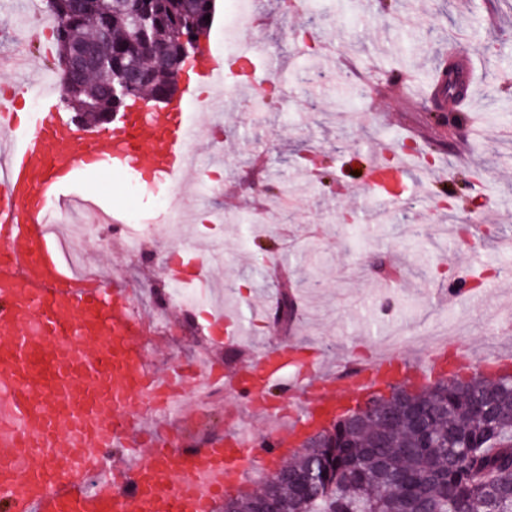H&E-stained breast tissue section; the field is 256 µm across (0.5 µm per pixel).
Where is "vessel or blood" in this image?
Instances as JSON below:
<instances>
[{
    "label": "vessel or blood",
    "instance_id": "obj_1",
    "mask_svg": "<svg viewBox=\"0 0 512 512\" xmlns=\"http://www.w3.org/2000/svg\"><path fill=\"white\" fill-rule=\"evenodd\" d=\"M246 56L204 52L199 80L167 110L123 113L119 123L78 137L57 110L58 88L26 85L43 104L19 124L0 108V512H217L224 494L262 457L275 469L305 431L400 379L441 371L447 347L420 366L391 353L335 373L289 376L296 348L274 352L224 375L205 363L207 386L241 391L251 410L275 428L260 442L244 432L187 444L169 421L193 373L155 369L144 351L155 335L127 288L108 287L89 261L75 265L53 231L55 213L97 198L67 193L73 176L109 169L183 178L199 137L187 113L202 90L225 85ZM171 278L193 289L195 252ZM214 479L201 492L202 479Z\"/></svg>",
    "mask_w": 512,
    "mask_h": 512
}]
</instances>
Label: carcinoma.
<instances>
[{
  "instance_id": "cac0c4a2",
  "label": "carcinoma",
  "mask_w": 512,
  "mask_h": 512,
  "mask_svg": "<svg viewBox=\"0 0 512 512\" xmlns=\"http://www.w3.org/2000/svg\"><path fill=\"white\" fill-rule=\"evenodd\" d=\"M150 2L147 24L167 44L163 56L142 59L132 92L159 94L172 78L180 33L214 14V0H49L58 56L74 45L111 42L113 62L82 78L62 79V103L96 120L112 111L122 89L132 38L131 16ZM314 471L315 481L304 478ZM232 512L275 506L285 512H512V376L437 380L400 387L378 413L355 425L338 418L310 446L270 472L253 493L227 497Z\"/></svg>"
}]
</instances>
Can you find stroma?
Listing matches in <instances>:
<instances>
[{
	"instance_id": "1",
	"label": "stroma",
	"mask_w": 512,
	"mask_h": 512,
	"mask_svg": "<svg viewBox=\"0 0 512 512\" xmlns=\"http://www.w3.org/2000/svg\"><path fill=\"white\" fill-rule=\"evenodd\" d=\"M259 8L266 23L256 40L276 66L280 96L267 98L257 112V88H242L217 130L210 113L197 115L203 125L197 175L184 200L190 221L181 240L210 262V311L239 326L257 358L276 345L269 323L281 291H290L298 305L291 333L302 347L323 355L328 373L337 361L387 350L398 325L407 339L402 355L420 365L441 326L447 329L448 367L460 374L512 355V287L494 280L472 301L448 296V280L459 272L501 268V242L512 239V140L505 138L512 132V0H397L390 13L379 0H295L288 8L282 0H261ZM49 15L45 0H0V93L15 109L28 99L16 60L48 44L42 23ZM305 34L313 37L320 59L339 51L359 70L376 72L377 89L364 91L346 71L330 82L311 81L300 42ZM452 43L470 76L464 108L476 122L474 137L463 127L436 125L426 103L414 99L413 87L387 81L395 73L412 76L413 86L428 84ZM410 139L430 145L434 157L444 160L436 174L417 167L408 177L413 203L426 206V219L402 215L397 223H378L383 207L359 195L361 172L373 146ZM311 147L331 166L333 178L296 167ZM259 156L268 158L267 168L255 169L252 160ZM474 170L482 179L471 194L464 183ZM442 188L458 211H490V223L465 230L435 214V192ZM73 189L99 194L115 216L139 217L137 252L114 249L108 229L89 251L113 278L133 272L142 312L155 316L148 297L168 291L166 260L177 257L180 242L163 224L161 206L170 188L116 173ZM229 192L239 200L232 209L224 206ZM256 197L263 198V210L252 208ZM166 321L173 331L164 346L146 347L160 369L194 356L202 345L198 329L184 335L182 319L170 314ZM202 346L215 361L241 364L236 349L218 337ZM243 404V396L215 389L210 422L194 427L192 436L201 441L241 426Z\"/></svg>"
}]
</instances>
